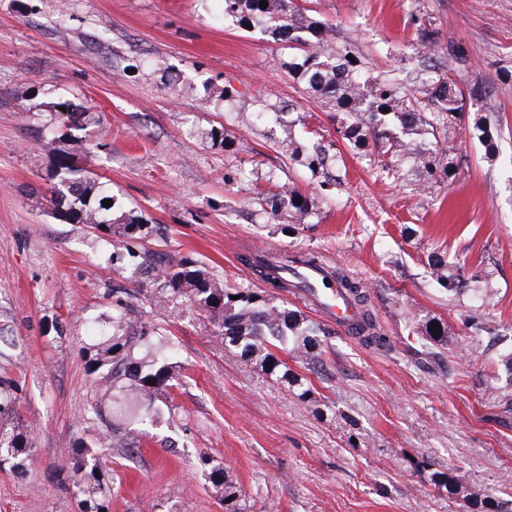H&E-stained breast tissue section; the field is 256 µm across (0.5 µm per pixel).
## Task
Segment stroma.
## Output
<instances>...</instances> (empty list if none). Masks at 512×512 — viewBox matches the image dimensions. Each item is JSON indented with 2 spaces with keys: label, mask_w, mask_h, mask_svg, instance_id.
<instances>
[{
  "label": "stroma",
  "mask_w": 512,
  "mask_h": 512,
  "mask_svg": "<svg viewBox=\"0 0 512 512\" xmlns=\"http://www.w3.org/2000/svg\"><path fill=\"white\" fill-rule=\"evenodd\" d=\"M0 0V381L16 398L31 450L23 475L0 468V512H82L70 460L89 448L109 512H224L211 469L230 471L247 512H468L512 497V411L487 382L512 374V0H296L372 75L418 86L428 67L472 89L439 135L452 182L420 185L417 156L401 179L378 156L357 158L301 84L281 67L286 44L226 19L224 0ZM232 95H225V86ZM102 113L98 145L60 150L107 181L135 236L102 244L93 229L52 218L42 193V147L55 103ZM489 118L495 155L473 128ZM223 129L224 141L211 130ZM342 155L330 195L318 176L275 152L285 130ZM296 189L310 223L254 205L261 190ZM248 243L322 255L363 284L387 344L335 333L326 370L305 373L310 394L225 349L206 314L183 296L105 263L100 249L201 262L229 286L273 292L318 321L289 290L242 262ZM484 266L488 293L448 294L429 254ZM170 330L179 345L172 399L154 423L120 424V401L97 408L102 381L88 348L115 304ZM483 313L492 335L475 339ZM429 320L448 326L430 354L408 337ZM127 445H112L114 431ZM461 484L434 483L433 473Z\"/></svg>",
  "instance_id": "1"
}]
</instances>
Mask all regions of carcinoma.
Segmentation results:
<instances>
[{"label":"carcinoma","mask_w":512,"mask_h":512,"mask_svg":"<svg viewBox=\"0 0 512 512\" xmlns=\"http://www.w3.org/2000/svg\"><path fill=\"white\" fill-rule=\"evenodd\" d=\"M268 6L260 8L261 0H224V16L250 29L265 27L271 37L288 44L291 54L283 67L302 83L317 100L319 107L336 116V131L347 142L354 154L365 152L372 140L388 145L387 152L396 156L404 151L416 136L437 130H451L453 119L465 110L472 91L460 85L446 72H434L412 90H403L396 83L374 77L359 57L349 60L351 50L331 40L321 22L304 14V8L295 0H267ZM57 122L44 143L52 162L47 172L51 182V214L65 224H84L101 230V241L112 234L132 235L141 225L117 215L116 206H103V200L114 199L108 183L97 175L76 165L75 158L54 147L63 138L87 141V136H75L101 123L102 115L84 105L64 100L54 105ZM479 139L486 152L492 153L495 141L487 125V117L475 122ZM338 159L329 155L322 146L314 147L308 154V166L315 171L325 168ZM419 164L428 181L451 180L452 172L424 149L420 151ZM257 200L270 205L271 214L285 211L295 223L305 224L313 211L308 197L296 190L258 192ZM432 274L448 290L462 294L470 284L488 280V274L476 267L470 274L464 268L452 269L445 254L428 257ZM152 274L164 288L179 294L205 312L224 340V347L239 351L240 357L259 366L267 374L285 381L299 390L302 398L309 394L307 379L291 371L288 364L275 351H291L303 367L313 370L320 364L323 338L331 332L304 317L301 312L289 310L271 298H265L248 286L230 288L224 281L191 261L168 262L165 266L153 265L150 255L140 256L133 273ZM325 282L345 289L363 308L357 333L366 340L379 336L372 313L367 308V298L360 282L336 269L325 277ZM114 333L95 328L92 335L100 337L92 345L94 369L104 371L102 380L106 397L123 381L121 390L129 395L151 400L176 386L173 366L168 359L177 348L168 330L162 326L134 331L130 310L118 306L112 311ZM438 333L425 326V334L415 338L424 348L442 344L448 336V327L436 325ZM28 434L0 425V467L8 464L17 474L25 471ZM211 483L230 506L227 512H241L234 507L241 491L230 475L221 469L210 473Z\"/></svg>","instance_id":"1"}]
</instances>
